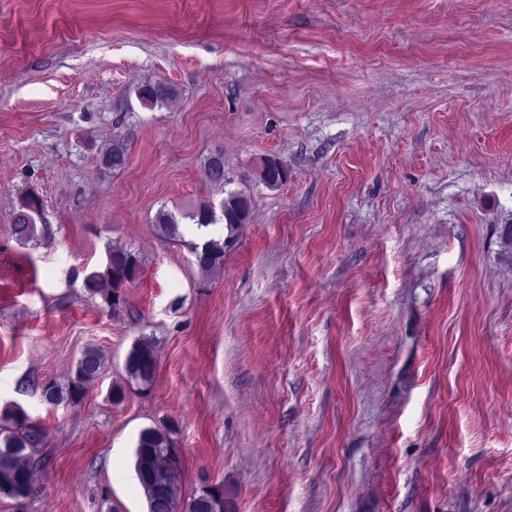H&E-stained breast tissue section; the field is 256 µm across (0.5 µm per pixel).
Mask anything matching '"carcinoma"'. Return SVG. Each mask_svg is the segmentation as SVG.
<instances>
[{
    "mask_svg": "<svg viewBox=\"0 0 512 512\" xmlns=\"http://www.w3.org/2000/svg\"><path fill=\"white\" fill-rule=\"evenodd\" d=\"M169 95L163 84H155L142 90V97L152 104L164 102ZM127 152L120 144H113L104 154L103 163L114 169L126 163ZM206 179L216 185H226L224 161L211 156L205 164ZM260 181L269 188H278L288 181V171L273 157L261 160ZM42 200L27 197L12 224L17 240L28 242L36 230V217L41 214ZM251 198L242 192L231 191L224 197L221 211L215 212L209 203L201 204L186 215L198 228H207L219 222L225 224L228 236L209 238L192 248L196 265L205 271L224 265V252L233 246V232L248 221ZM155 228L160 236L178 240L183 238L181 223L172 213L161 210L155 217ZM139 271V260L131 251L117 246L107 248L103 270L93 271L84 278V288L100 295L109 309L116 312L126 304L125 288L132 283ZM105 367L101 351L87 346L75 365L74 375L67 387L54 383L42 388L44 400L51 405L74 403L84 396L85 386L96 379ZM127 381L147 386L155 378L157 359L154 346L145 341L136 343L126 358ZM0 495L13 499H26L33 492L31 449L41 445L46 433L43 427L29 419L23 409L7 407L0 415ZM175 427L163 423L158 427L142 430L135 449L136 476L144 489L147 512H235L233 498L224 491V484L206 485L189 498L178 495L181 459L174 448L172 435Z\"/></svg>",
    "mask_w": 512,
    "mask_h": 512,
    "instance_id": "carcinoma-1",
    "label": "carcinoma"
}]
</instances>
